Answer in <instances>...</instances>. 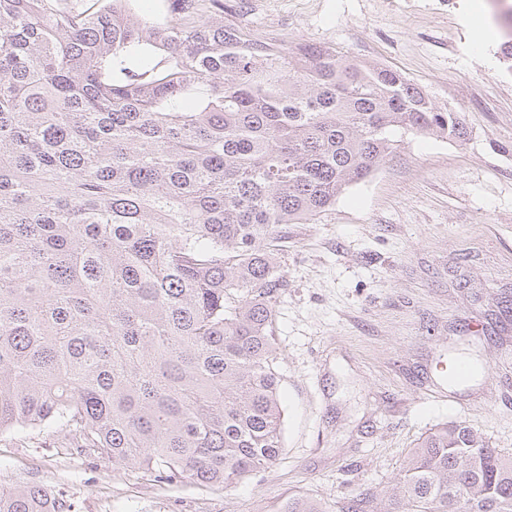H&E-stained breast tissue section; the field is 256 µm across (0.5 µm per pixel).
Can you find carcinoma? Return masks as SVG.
Returning a JSON list of instances; mask_svg holds the SVG:
<instances>
[{
    "instance_id": "cac0c4a2",
    "label": "carcinoma",
    "mask_w": 512,
    "mask_h": 512,
    "mask_svg": "<svg viewBox=\"0 0 512 512\" xmlns=\"http://www.w3.org/2000/svg\"><path fill=\"white\" fill-rule=\"evenodd\" d=\"M0 0V433L58 425L169 483L229 485L283 451L275 301L288 225L398 149L463 141L401 73L224 24V0ZM512 512V456L461 422L383 507ZM0 512H70L39 485Z\"/></svg>"
}]
</instances>
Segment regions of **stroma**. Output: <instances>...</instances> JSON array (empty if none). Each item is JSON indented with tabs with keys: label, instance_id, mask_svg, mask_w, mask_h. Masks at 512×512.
<instances>
[{
	"label": "stroma",
	"instance_id": "stroma-1",
	"mask_svg": "<svg viewBox=\"0 0 512 512\" xmlns=\"http://www.w3.org/2000/svg\"><path fill=\"white\" fill-rule=\"evenodd\" d=\"M485 0H224V22L383 64L460 114L463 141L402 137L313 224L288 227L276 303L284 450L229 486L161 482L80 455L65 429L0 434V486L72 512H339L390 488L430 429L464 422L512 455V74ZM489 373L449 386V357Z\"/></svg>",
	"mask_w": 512,
	"mask_h": 512
}]
</instances>
